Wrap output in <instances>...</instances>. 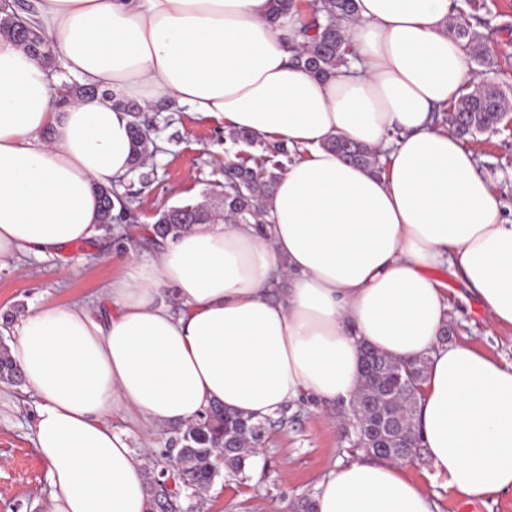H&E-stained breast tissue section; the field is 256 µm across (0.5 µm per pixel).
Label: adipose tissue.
<instances>
[{
	"label": "adipose tissue",
	"instance_id": "1",
	"mask_svg": "<svg viewBox=\"0 0 512 512\" xmlns=\"http://www.w3.org/2000/svg\"><path fill=\"white\" fill-rule=\"evenodd\" d=\"M453 0H358L350 69L318 79L291 59L300 17L271 0H39L52 51L82 83L152 111L164 99L297 155L253 225H193L127 253L102 299L43 304L6 331L35 392L34 442L51 512H147L144 458L114 415L144 429L220 402L259 420L302 396L357 393L360 346L424 356L416 423L435 472L465 500L512 494V363L441 344L448 267L512 329V220L477 162L432 114L475 76L448 35ZM41 61L0 38V263L89 238L95 185L132 169L130 119L101 96L51 105ZM343 136L387 151L384 173L345 163ZM287 280L272 297V280ZM316 512H434L405 464L332 465ZM301 12V3L296 0H271V9L268 21L272 25L280 26L292 13Z\"/></svg>",
	"mask_w": 512,
	"mask_h": 512
}]
</instances>
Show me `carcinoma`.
Segmentation results:
<instances>
[{
	"label": "carcinoma",
	"mask_w": 512,
	"mask_h": 512,
	"mask_svg": "<svg viewBox=\"0 0 512 512\" xmlns=\"http://www.w3.org/2000/svg\"><path fill=\"white\" fill-rule=\"evenodd\" d=\"M301 12L298 0H271L269 23L280 26L292 13ZM356 0H315L311 3L309 24L299 30L303 42L295 49L294 60L312 76L326 78L342 67H350L357 54L346 36L342 22L356 19ZM455 39L477 64H490L489 50L482 38L472 30L465 12L453 27ZM0 36L18 43L27 53L48 60L51 48L40 28L25 39L16 36L12 26L0 21ZM506 94L495 83L462 96L450 107L434 113V122L445 126L453 120L460 137L475 135L497 128L507 115ZM112 106L132 117V168L143 166L151 139L149 127L139 119L142 108L134 101L112 98ZM325 146L336 151L346 162L362 165L376 173L385 171L381 156L385 152L359 145L343 136L330 138ZM297 151L284 142L265 144L259 154L237 156L224 163V181L209 187L211 195L220 198L224 215L237 224H252L257 233L265 236L267 200L273 194L283 160L291 159ZM100 201L97 227L126 224L132 219L128 194L110 186L95 187ZM112 212H107V202ZM215 215L204 206L196 205L195 214L173 217L163 210L152 225L153 245L175 239L194 224L211 221ZM361 373L358 392L370 396L362 426L344 431L356 448L366 455L395 462L413 463L424 459L421 438L414 422L419 403V392L425 379L426 360L396 361L364 345L361 348ZM0 382L23 385L20 367L10 355L8 344L0 338ZM288 424V410L276 418L254 421L222 405H211L197 417L177 424L169 431L165 445L150 453L146 464L149 512H193V506H184L183 499L204 495L215 482L225 476L245 475L246 462L253 456L252 448L265 442L274 427ZM223 454L224 465H216V457ZM175 478L176 491H170L165 480Z\"/></svg>",
	"instance_id": "cac0c4a2"
}]
</instances>
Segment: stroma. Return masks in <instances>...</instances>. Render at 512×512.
<instances>
[{
	"label": "stroma",
	"instance_id": "obj_1",
	"mask_svg": "<svg viewBox=\"0 0 512 512\" xmlns=\"http://www.w3.org/2000/svg\"><path fill=\"white\" fill-rule=\"evenodd\" d=\"M457 9L483 20L477 31L489 47L492 67H476L480 81L512 85V0H454ZM152 128L155 147L144 168L121 177L120 191L134 197V216L125 230L138 240L151 229L159 210L206 201L209 184L223 181L224 160L235 154H257L260 146L233 144L223 124L188 108L162 104L141 115ZM478 171L491 182L505 210H512V114L496 131L465 140ZM124 250L114 233L101 230L86 241L60 247L50 255L22 254L0 266V312L14 307L88 302L121 267L114 259ZM442 282L450 306V344L462 343L488 356L512 362V332L494 324L463 281L446 268L431 269ZM25 387L0 384V512H50L47 466L34 445L33 403ZM336 407L306 404L282 429L270 431L245 478L215 483L201 512H291L293 503L313 494L332 463L354 457L342 439ZM436 506L435 512H512V495L467 502L429 462L408 467Z\"/></svg>",
	"mask_w": 512,
	"mask_h": 512
}]
</instances>
